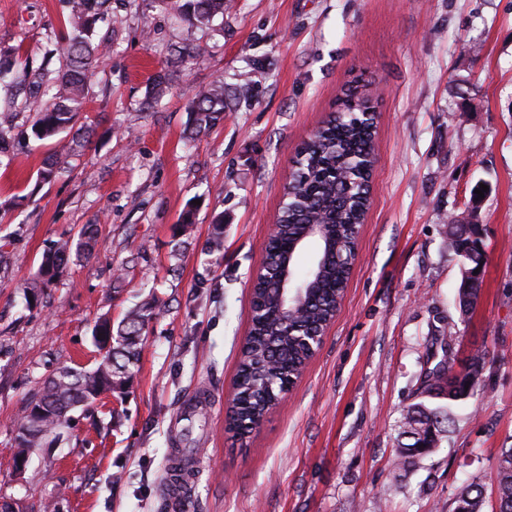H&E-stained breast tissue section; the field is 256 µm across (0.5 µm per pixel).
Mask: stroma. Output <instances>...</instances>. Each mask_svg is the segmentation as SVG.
Wrapping results in <instances>:
<instances>
[{"instance_id": "stroma-1", "label": "stroma", "mask_w": 512, "mask_h": 512, "mask_svg": "<svg viewBox=\"0 0 512 512\" xmlns=\"http://www.w3.org/2000/svg\"><path fill=\"white\" fill-rule=\"evenodd\" d=\"M64 15L63 0H0V47L39 65ZM98 34L112 46L88 134L52 182L39 172L54 142L15 140L39 98L21 92L0 118V499L22 512H453L468 478L496 512L493 467L512 448V0H224L206 31L164 0H112ZM195 45L202 60L173 62ZM160 73L169 92L146 104ZM218 80L224 117L189 140L187 98ZM354 88L376 114L358 258L322 346L241 443L224 420L252 277L298 149ZM480 184L488 258L464 315L448 229ZM86 224L94 258L26 303L43 253ZM145 301L155 316L127 386L74 411L16 473L27 399L60 363L93 367L95 323ZM434 335L461 365L486 351L485 398L405 467L399 425Z\"/></svg>"}]
</instances>
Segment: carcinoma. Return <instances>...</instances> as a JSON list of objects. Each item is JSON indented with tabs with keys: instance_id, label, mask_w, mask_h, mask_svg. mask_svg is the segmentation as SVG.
Listing matches in <instances>:
<instances>
[{
	"instance_id": "obj_1",
	"label": "carcinoma",
	"mask_w": 512,
	"mask_h": 512,
	"mask_svg": "<svg viewBox=\"0 0 512 512\" xmlns=\"http://www.w3.org/2000/svg\"><path fill=\"white\" fill-rule=\"evenodd\" d=\"M108 0H65L67 22L59 32L62 64L56 71L23 69L8 77L0 68V84L16 80L29 82L38 90L44 84L52 94L36 113L31 126L38 140H57L58 150L49 156L40 177L50 181L64 159L75 155L80 141L61 137L72 132L85 111L89 77L96 60L106 48L95 40V24ZM175 14L201 27L224 12V0H171ZM370 110L364 97L351 95L340 115L329 118L310 142L302 147L301 158L284 186L280 224L264 247L266 265L252 291L251 326L240 350L233 397L227 414V430L243 438L259 427L282 393L289 389L313 357L296 336V329L322 335L341 300L356 230L366 207V175L373 163L372 126L353 118L355 112ZM189 131L199 136L224 117V83L196 92L188 103ZM98 228L81 227L77 239L56 242L43 255L40 275L53 279L72 254L89 258L95 252ZM309 242L318 245L319 262L302 270L290 258L288 274L305 284L301 294L288 300L281 281L273 275L282 255L291 246L302 250ZM448 253L461 271L458 305L465 315L476 302L482 281L472 272L487 263L484 242L476 224H453L448 235ZM152 318L142 306L126 313L117 328L105 321L93 333L99 358L91 368L63 364L44 379L25 405L21 419L29 420L35 404L42 414L28 428L17 447L25 455L40 446L46 437L66 421L77 408H97L98 396L122 389L139 361L146 322ZM439 349L432 353L434 365L423 373L416 401L406 411L398 433L400 456L405 463L422 456L419 443L429 438L428 448L441 442L452 422L450 409L457 405L477 407L484 395L480 383L467 380L455 369L449 344L435 338ZM498 512H512V448L501 453L496 470ZM454 512H480L481 493L475 485L457 494Z\"/></svg>"
}]
</instances>
